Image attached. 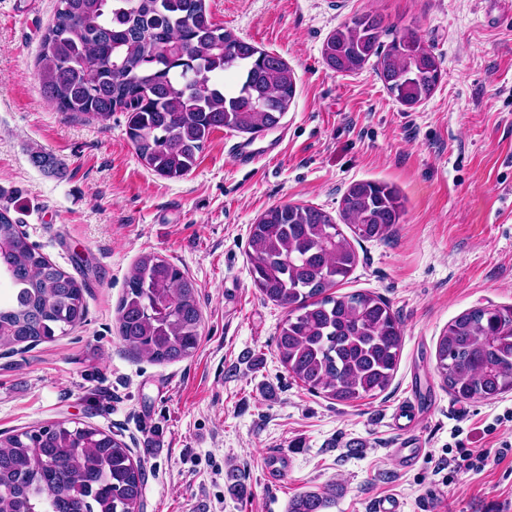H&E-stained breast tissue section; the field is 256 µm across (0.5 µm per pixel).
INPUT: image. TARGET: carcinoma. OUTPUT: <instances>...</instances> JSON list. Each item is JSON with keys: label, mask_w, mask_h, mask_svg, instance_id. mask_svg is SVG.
<instances>
[{"label": "carcinoma", "mask_w": 512, "mask_h": 512, "mask_svg": "<svg viewBox=\"0 0 512 512\" xmlns=\"http://www.w3.org/2000/svg\"><path fill=\"white\" fill-rule=\"evenodd\" d=\"M380 17L366 13L327 39L334 72L375 59L386 89L409 108L429 97L441 70L412 32L382 47ZM43 93L60 112L106 121L126 114V134L155 173L180 178L209 135L227 128L252 135L280 124L292 103L294 74L279 56L213 22L204 0H58L37 59ZM237 74L229 91L224 73ZM47 173L61 162L31 155ZM342 212L361 241L387 238L402 205L385 184L360 181ZM250 272L270 301L288 308L276 336L281 363L308 390L342 403L385 391L397 369L402 328L389 305L365 292L333 295L357 264L350 241L325 212L303 205L269 208L251 227ZM0 349L34 347L86 314V284L61 270L0 206ZM119 332L136 354L181 361L201 339L195 283L167 259L147 254L132 269L118 308ZM436 368L458 400L512 391V307L473 308L455 317L437 343ZM141 460L126 443L91 426L54 423L0 434V512H139ZM336 490L307 491L288 512H323Z\"/></svg>", "instance_id": "carcinoma-1"}]
</instances>
